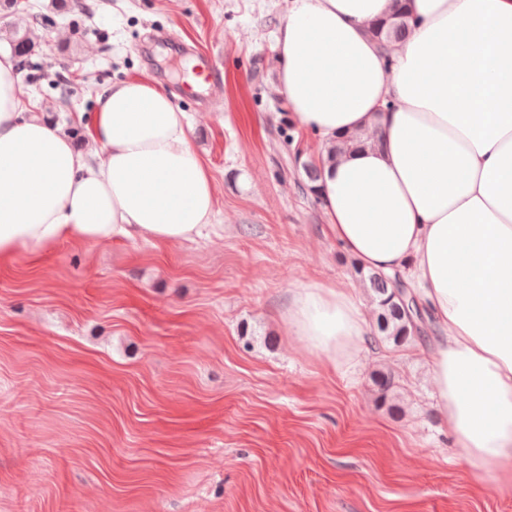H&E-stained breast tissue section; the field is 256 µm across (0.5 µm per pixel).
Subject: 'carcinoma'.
Instances as JSON below:
<instances>
[{"instance_id":"cac0c4a2","label":"carcinoma","mask_w":512,"mask_h":512,"mask_svg":"<svg viewBox=\"0 0 512 512\" xmlns=\"http://www.w3.org/2000/svg\"><path fill=\"white\" fill-rule=\"evenodd\" d=\"M0 7L23 15L26 28L8 27L0 29V41L6 42L18 58L19 69L28 71L37 78L39 64L34 60L35 45L28 36L27 28L41 26L45 17L34 11V5L19 3V0H0ZM409 19L402 13L394 14L390 20L372 24L371 37L385 46L403 40L409 32ZM374 292L377 306L376 324L382 339L401 346L415 339H425L426 324L418 308L416 298L400 276H386L378 272L364 275Z\"/></svg>"}]
</instances>
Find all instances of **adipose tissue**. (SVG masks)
Masks as SVG:
<instances>
[{
  "label": "adipose tissue",
  "instance_id": "ef3b65f1",
  "mask_svg": "<svg viewBox=\"0 0 512 512\" xmlns=\"http://www.w3.org/2000/svg\"><path fill=\"white\" fill-rule=\"evenodd\" d=\"M399 5L411 31L381 50L368 29ZM275 49V91L319 140L329 232L359 266L420 289L448 431L478 481L512 485V0H291ZM20 83L0 52V262L211 225L216 184L155 80L99 95L94 156L24 111ZM282 321L332 364L367 332L355 289L338 285L298 286Z\"/></svg>",
  "mask_w": 512,
  "mask_h": 512
}]
</instances>
